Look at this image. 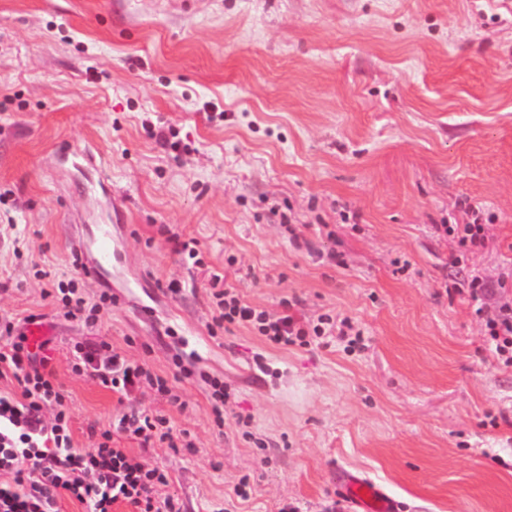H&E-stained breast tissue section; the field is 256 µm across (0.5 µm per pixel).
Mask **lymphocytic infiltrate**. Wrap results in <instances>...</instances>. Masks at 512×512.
Listing matches in <instances>:
<instances>
[{
    "mask_svg": "<svg viewBox=\"0 0 512 512\" xmlns=\"http://www.w3.org/2000/svg\"><path fill=\"white\" fill-rule=\"evenodd\" d=\"M48 295L66 317L96 325L99 313L112 303L109 294L91 299L82 291L80 256H73L69 272L54 275L42 271ZM217 313L216 328L249 325L271 343L288 346L306 336L330 335L331 316L319 317L303 328L290 314L274 315L241 301L223 276H210ZM46 342L29 345L25 333L12 321L0 323V380L16 381L18 392L0 391V512H58L61 497L88 505L91 512H112L114 502L123 500L135 512H177L173 499H159L167 485L166 473L120 448L121 440L148 446L172 441L169 419L161 414L138 412L122 415L99 432L91 448L79 451L71 436V415L65 408L66 395L49 370ZM74 374L86 376L120 394L148 385L168 402H177L167 379L141 365L129 363L102 342L78 346L70 361ZM52 419H45V411Z\"/></svg>",
    "mask_w": 512,
    "mask_h": 512,
    "instance_id": "lymphocytic-infiltrate-1",
    "label": "lymphocytic infiltrate"
}]
</instances>
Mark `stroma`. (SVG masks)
Returning a JSON list of instances; mask_svg holds the SVG:
<instances>
[{"label": "stroma", "instance_id": "35a3bbf8", "mask_svg": "<svg viewBox=\"0 0 512 512\" xmlns=\"http://www.w3.org/2000/svg\"><path fill=\"white\" fill-rule=\"evenodd\" d=\"M91 184L112 190L139 281L85 278L113 299L92 328L34 275L95 234ZM3 192L22 252L0 240V319L41 316L76 448L159 411L191 447L126 448L180 512H330L341 468L397 512H512V368L484 335L512 306V0H0ZM475 218L485 246L442 231ZM213 270L251 306L361 337L212 333ZM101 341L178 404L71 373V349Z\"/></svg>", "mask_w": 512, "mask_h": 512}]
</instances>
